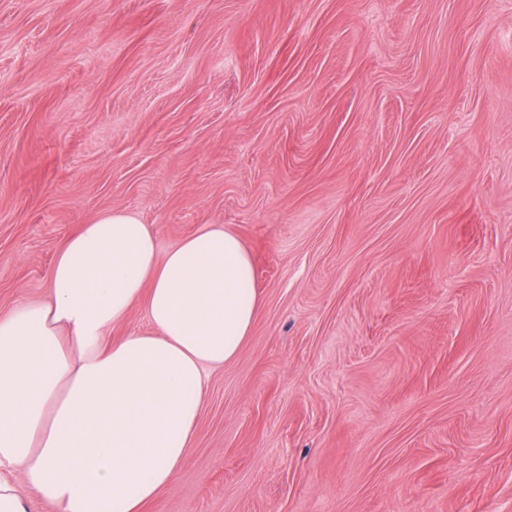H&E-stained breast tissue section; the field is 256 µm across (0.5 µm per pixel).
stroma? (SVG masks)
Wrapping results in <instances>:
<instances>
[{
	"label": "stroma",
	"mask_w": 512,
	"mask_h": 512,
	"mask_svg": "<svg viewBox=\"0 0 512 512\" xmlns=\"http://www.w3.org/2000/svg\"><path fill=\"white\" fill-rule=\"evenodd\" d=\"M110 210L260 296L146 512H512V0H0V311Z\"/></svg>",
	"instance_id": "35a3bbf8"
}]
</instances>
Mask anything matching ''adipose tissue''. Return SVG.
<instances>
[{
    "label": "adipose tissue",
    "mask_w": 512,
    "mask_h": 512,
    "mask_svg": "<svg viewBox=\"0 0 512 512\" xmlns=\"http://www.w3.org/2000/svg\"><path fill=\"white\" fill-rule=\"evenodd\" d=\"M239 235L204 225L160 250L109 211L57 252L44 300L0 312V512H145L183 469L208 373L234 360L258 308ZM145 325L120 337L133 310Z\"/></svg>",
    "instance_id": "1"
}]
</instances>
